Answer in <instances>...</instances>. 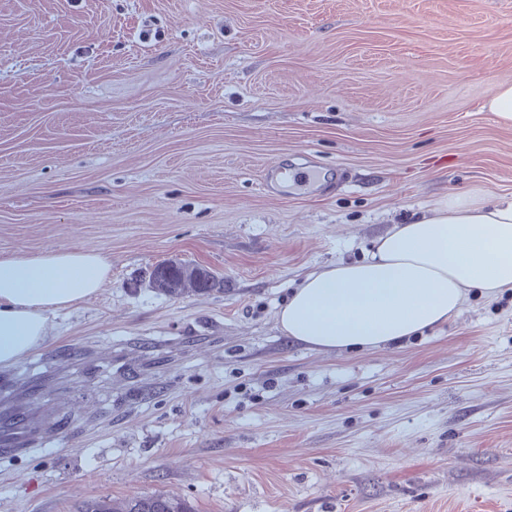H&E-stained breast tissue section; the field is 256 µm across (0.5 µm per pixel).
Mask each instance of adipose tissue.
<instances>
[{
    "label": "adipose tissue",
    "mask_w": 512,
    "mask_h": 512,
    "mask_svg": "<svg viewBox=\"0 0 512 512\" xmlns=\"http://www.w3.org/2000/svg\"><path fill=\"white\" fill-rule=\"evenodd\" d=\"M111 265L93 250L0 257V371L42 347L58 311L95 294ZM512 288V198L447 192L379 236L370 255L309 273L278 314L290 338L363 352L444 324L471 290Z\"/></svg>",
    "instance_id": "adipose-tissue-1"
}]
</instances>
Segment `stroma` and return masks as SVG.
Returning a JSON list of instances; mask_svg holds the SVG:
<instances>
[{
    "instance_id": "obj_1",
    "label": "stroma",
    "mask_w": 512,
    "mask_h": 512,
    "mask_svg": "<svg viewBox=\"0 0 512 512\" xmlns=\"http://www.w3.org/2000/svg\"><path fill=\"white\" fill-rule=\"evenodd\" d=\"M503 82L512 0H0V255L112 265L0 372L50 438L0 512H512V289L362 354L277 323L442 192L512 196ZM170 260L220 280L169 297ZM484 108L493 112L499 122L512 125V84H502L496 93L485 102ZM80 512H193L183 499L164 495L101 498L86 503Z\"/></svg>"
}]
</instances>
